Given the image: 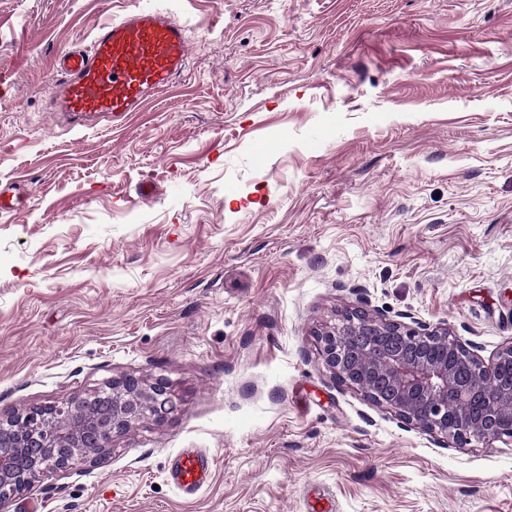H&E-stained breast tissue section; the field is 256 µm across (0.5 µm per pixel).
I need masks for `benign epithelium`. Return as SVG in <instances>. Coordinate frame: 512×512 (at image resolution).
Returning a JSON list of instances; mask_svg holds the SVG:
<instances>
[{"label": "benign epithelium", "instance_id": "obj_1", "mask_svg": "<svg viewBox=\"0 0 512 512\" xmlns=\"http://www.w3.org/2000/svg\"><path fill=\"white\" fill-rule=\"evenodd\" d=\"M319 341L334 379L405 423L458 445L512 438V343L485 363L446 327H413L363 308L346 312ZM177 407L167 383L125 378L60 404L0 414V504Z\"/></svg>", "mask_w": 512, "mask_h": 512}]
</instances>
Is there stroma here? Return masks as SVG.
I'll return each mask as SVG.
<instances>
[{
    "label": "stroma",
    "mask_w": 512,
    "mask_h": 512,
    "mask_svg": "<svg viewBox=\"0 0 512 512\" xmlns=\"http://www.w3.org/2000/svg\"><path fill=\"white\" fill-rule=\"evenodd\" d=\"M189 62L69 130L55 58L140 5ZM0 413L124 377L179 403L0 512H512V440L447 444L335 382L361 307L512 343V0H0ZM216 459L188 497L172 455Z\"/></svg>",
    "instance_id": "35a3bbf8"
}]
</instances>
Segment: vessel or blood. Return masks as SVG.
<instances>
[{"label":"vessel or blood","mask_w":512,"mask_h":512,"mask_svg":"<svg viewBox=\"0 0 512 512\" xmlns=\"http://www.w3.org/2000/svg\"><path fill=\"white\" fill-rule=\"evenodd\" d=\"M188 56L184 24L161 10L132 11L102 25L88 48L58 57L59 79L49 107L69 116L77 129L103 119L120 127L176 82ZM214 467L213 456L185 448L173 457L168 476L192 496L208 483Z\"/></svg>","instance_id":"vessel-or-blood-1"}]
</instances>
